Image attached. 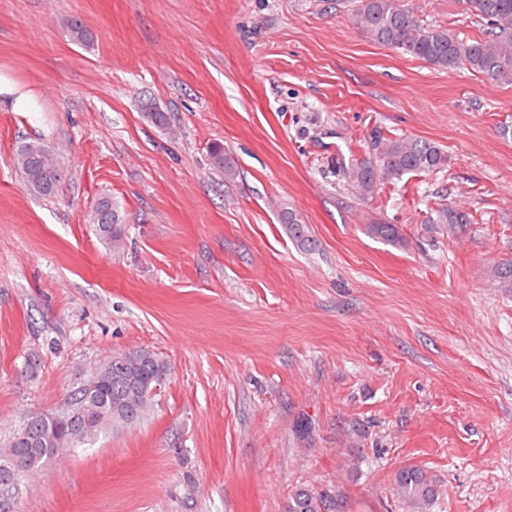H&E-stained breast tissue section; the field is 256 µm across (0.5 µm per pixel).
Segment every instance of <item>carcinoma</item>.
Here are the masks:
<instances>
[{
    "label": "carcinoma",
    "mask_w": 512,
    "mask_h": 512,
    "mask_svg": "<svg viewBox=\"0 0 512 512\" xmlns=\"http://www.w3.org/2000/svg\"><path fill=\"white\" fill-rule=\"evenodd\" d=\"M467 12L487 26V35L463 40L446 29L423 23L402 4V0H353L351 19L354 27L371 41L397 52L421 59L441 71L459 68L481 73L503 84H512V0H458ZM72 42L89 48L93 34L84 23L73 18L66 23ZM382 178L398 179L408 173L440 171L448 166V154L436 143L412 138L381 140ZM40 152L18 168L28 185L43 196L55 193L61 169L55 150L41 142ZM214 164L232 179L237 166L224 148L212 151ZM347 177L362 190L374 189L377 174L365 162L346 171ZM466 214L453 207L435 210L432 224H462ZM289 235L303 249L310 250L315 240L307 225L295 213L282 214ZM94 224L100 237L114 247L120 245L123 217L110 197L98 200ZM368 230L383 239L396 241L399 231L394 224H371ZM170 373L166 360L141 349L114 352L100 363L88 379L66 397L64 408L51 413H37L8 442V451L0 453V475L13 470L25 474L36 471L60 449L94 439L107 430L124 428L143 419L150 392ZM396 493L406 512H428L436 495L434 480L426 471L407 466L395 477ZM288 512H342L332 496L307 487L296 488L288 498Z\"/></svg>",
    "instance_id": "carcinoma-1"
}]
</instances>
